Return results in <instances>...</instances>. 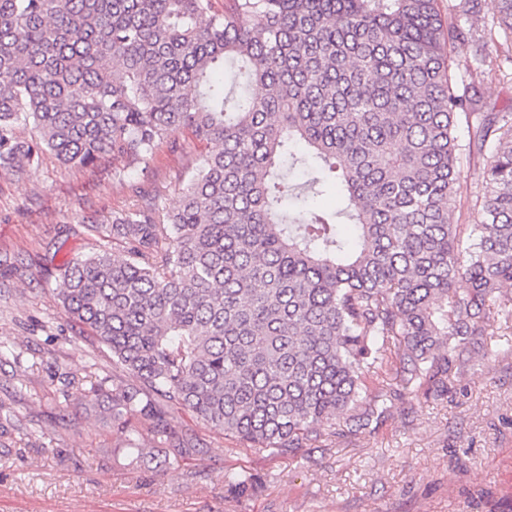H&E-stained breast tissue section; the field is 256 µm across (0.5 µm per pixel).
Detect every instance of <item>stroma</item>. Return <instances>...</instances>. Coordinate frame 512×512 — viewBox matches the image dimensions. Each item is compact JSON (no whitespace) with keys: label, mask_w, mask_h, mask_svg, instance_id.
<instances>
[{"label":"stroma","mask_w":512,"mask_h":512,"mask_svg":"<svg viewBox=\"0 0 512 512\" xmlns=\"http://www.w3.org/2000/svg\"><path fill=\"white\" fill-rule=\"evenodd\" d=\"M458 82H481L497 111L512 110V70L482 77L471 51L449 61ZM190 132L147 160L149 185L174 209ZM104 157L78 169L46 153L23 177L0 173V401L12 419L0 433V512H512V330L487 337L484 355L448 383L441 401L411 400L374 431L344 433L295 460L240 447L187 409L181 427L206 444L181 466L130 467L97 420L78 412L91 385L111 379L110 351L55 299L59 268L102 251L94 232L130 208ZM479 163L462 161L455 217L477 226ZM266 486L253 498L224 492L227 470Z\"/></svg>","instance_id":"1"}]
</instances>
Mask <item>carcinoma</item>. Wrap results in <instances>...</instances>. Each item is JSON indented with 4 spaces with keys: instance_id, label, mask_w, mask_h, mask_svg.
<instances>
[{
    "instance_id": "1",
    "label": "carcinoma",
    "mask_w": 512,
    "mask_h": 512,
    "mask_svg": "<svg viewBox=\"0 0 512 512\" xmlns=\"http://www.w3.org/2000/svg\"><path fill=\"white\" fill-rule=\"evenodd\" d=\"M489 13L479 38L437 0H0V171L110 153L137 197L91 225L124 258L75 257L54 288L112 353V385L80 408L130 465L204 447L170 403L272 457L336 436L341 417L379 426L410 394L447 395L512 322V113L449 66L461 48L494 71L512 61L492 34L512 39V0ZM227 65L245 78L236 95ZM180 129L214 150L184 148L166 212L135 168ZM465 151L482 163L476 233L454 220ZM330 194L341 208H289ZM388 377L401 389L369 394ZM224 486L249 497L261 482L227 470Z\"/></svg>"
}]
</instances>
